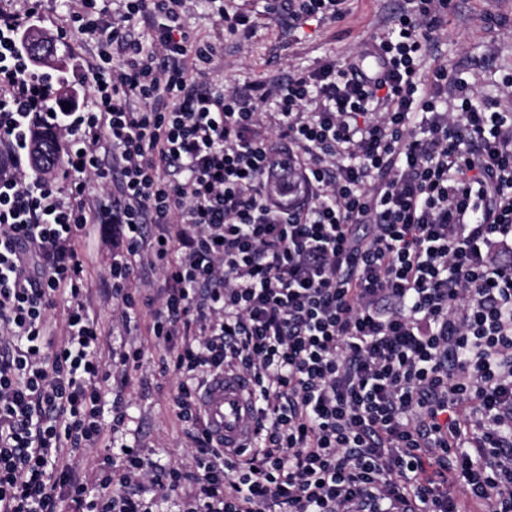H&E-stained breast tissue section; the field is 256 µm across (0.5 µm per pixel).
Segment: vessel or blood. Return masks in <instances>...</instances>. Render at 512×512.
Wrapping results in <instances>:
<instances>
[{
  "mask_svg": "<svg viewBox=\"0 0 512 512\" xmlns=\"http://www.w3.org/2000/svg\"><path fill=\"white\" fill-rule=\"evenodd\" d=\"M198 404L212 439L226 455L253 445L256 406L246 376L228 370L213 375L200 391Z\"/></svg>",
  "mask_w": 512,
  "mask_h": 512,
  "instance_id": "vessel-or-blood-1",
  "label": "vessel or blood"
}]
</instances>
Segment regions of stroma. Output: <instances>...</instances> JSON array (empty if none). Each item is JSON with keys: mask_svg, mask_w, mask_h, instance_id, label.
Here are the masks:
<instances>
[{"mask_svg": "<svg viewBox=\"0 0 512 512\" xmlns=\"http://www.w3.org/2000/svg\"><path fill=\"white\" fill-rule=\"evenodd\" d=\"M399 4L400 0H351V14L345 21H311L298 29L289 27L282 16L259 14L247 53L234 65L220 68L218 76L225 86L240 87L289 68L308 69L328 60L345 62ZM96 55L93 40L75 35L57 44L56 59L46 63L45 69L67 74ZM436 61L447 66L449 75L472 83L477 99H500L502 81L512 75V0H453L439 35ZM121 248V239L110 225L91 226L85 260L89 281L98 293L93 312L115 347L121 339L111 333L113 306L99 293L111 257ZM149 323L145 313L132 323L130 338L147 353L141 367L125 375L113 373L111 393L122 398L123 441L138 444L150 465L169 467L186 460L190 443L173 410L176 380L158 373L160 354L151 348Z\"/></svg>", "mask_w": 512, "mask_h": 512, "instance_id": "35a3bbf8", "label": "stroma"}]
</instances>
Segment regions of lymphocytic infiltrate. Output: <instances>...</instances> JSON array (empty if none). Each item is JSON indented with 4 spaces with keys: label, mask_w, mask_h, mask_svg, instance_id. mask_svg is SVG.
<instances>
[{
    "label": "lymphocytic infiltrate",
    "mask_w": 512,
    "mask_h": 512,
    "mask_svg": "<svg viewBox=\"0 0 512 512\" xmlns=\"http://www.w3.org/2000/svg\"><path fill=\"white\" fill-rule=\"evenodd\" d=\"M42 0L0 9V512H512V113L422 66L451 0H405L359 61L244 89L211 80L224 37L257 23L240 0H66L97 57L62 79L24 36ZM294 25L348 0H274ZM151 32L150 41L134 35ZM91 91L74 102L72 85ZM71 147L53 181L32 132ZM125 244L105 295L176 376L190 466L103 455L125 423L81 250L88 225ZM247 376L262 417L229 460L197 403L212 375ZM193 492L180 497L183 485ZM152 497H144L143 487ZM193 9L191 15L186 21L190 32L194 36L207 37L212 35V28L207 19L206 3L203 0H193Z\"/></svg>",
    "instance_id": "f902f5d3"
}]
</instances>
